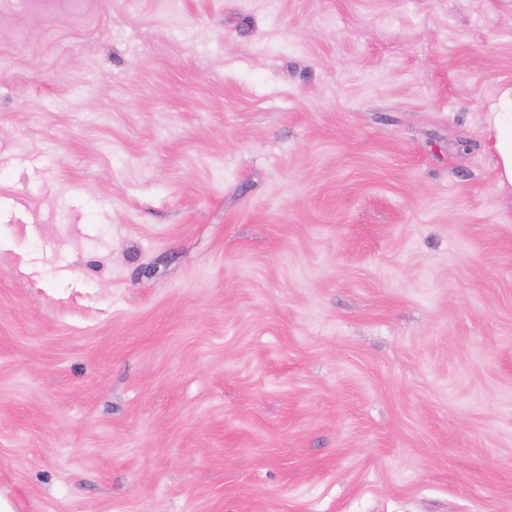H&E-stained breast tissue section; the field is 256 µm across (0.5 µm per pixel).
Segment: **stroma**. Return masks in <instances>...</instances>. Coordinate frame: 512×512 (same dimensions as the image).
<instances>
[{"instance_id": "35a3bbf8", "label": "stroma", "mask_w": 512, "mask_h": 512, "mask_svg": "<svg viewBox=\"0 0 512 512\" xmlns=\"http://www.w3.org/2000/svg\"><path fill=\"white\" fill-rule=\"evenodd\" d=\"M512 0H0L13 512H512ZM487 123L495 139L499 185L512 186V86L491 106Z\"/></svg>"}]
</instances>
